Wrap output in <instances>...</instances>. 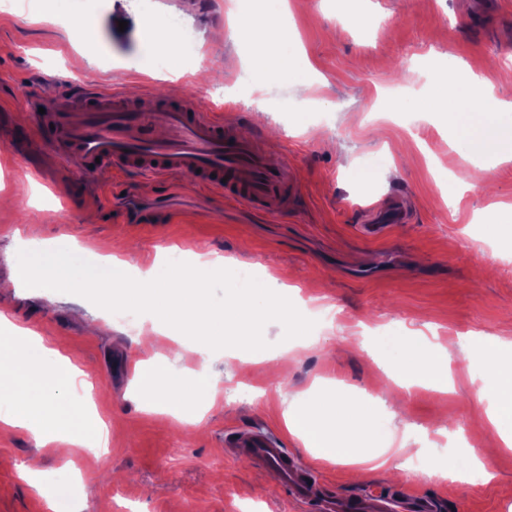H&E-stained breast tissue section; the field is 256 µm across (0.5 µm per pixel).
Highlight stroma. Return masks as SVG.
Masks as SVG:
<instances>
[{
  "mask_svg": "<svg viewBox=\"0 0 512 512\" xmlns=\"http://www.w3.org/2000/svg\"><path fill=\"white\" fill-rule=\"evenodd\" d=\"M307 52L312 86L262 82L264 110L242 92L253 53L247 43H216L209 34L227 28L236 0H151L153 15L179 19L196 36L199 59L180 66L166 45L139 31V0H47L44 21L30 23L25 8L0 10V193L18 202L0 209V312L30 328L93 383L98 416L110 429V451L96 456L75 448L82 474L73 494H85L82 512H304L272 474L231 450L234 437L255 429L277 434L290 453L307 461L320 499L351 498L378 487L395 499L427 491L437 512H512V448L502 449L492 477L461 483L431 477L447 462L450 433L474 452L493 446L497 434L472 409L485 358L471 351L476 336L512 342V256H503L487 227L497 203L512 204V161L499 164L493 193L469 190L471 163L448 145L444 118L429 107L433 84L419 63L449 55L479 72L498 98L512 101L499 78L512 56V0H289ZM68 13L88 25L86 39L103 62L87 65L69 46L57 17ZM126 28H119V21ZM217 73L202 84L193 69ZM74 88L137 84L155 93L191 97L214 111L240 113L242 136L276 133L274 156L288 160L296 196L287 212L267 215L222 191L173 175L101 169L90 180L46 148L32 124L34 107L54 101L61 82ZM40 187H27L25 173ZM401 207L407 221L385 237H366L360 208ZM53 242L66 236L88 259L132 244L130 263H181L187 252L222 255L234 274L260 280L272 273L296 287L306 315L266 326L270 368L251 370L225 349L211 364L216 402L201 426L148 412L138 396L133 365L136 337L149 330L145 314L113 322L106 336L88 335L82 316L108 319L97 296L77 289L11 287L13 233ZM314 344H299V332ZM426 337L450 354L455 389L418 388L401 414L398 387L381 378L395 363L384 335ZM324 385L368 404L388 424V440L409 439L423 448L422 466L405 462L395 480L384 467L313 459L292 435L284 409ZM38 458L43 476H21L16 466ZM63 461L36 447L23 429L0 427V512H48L42 495L62 477Z\"/></svg>",
  "mask_w": 512,
  "mask_h": 512,
  "instance_id": "stroma-1",
  "label": "stroma"
}]
</instances>
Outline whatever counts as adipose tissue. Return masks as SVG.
<instances>
[{
	"label": "adipose tissue",
	"mask_w": 512,
	"mask_h": 512,
	"mask_svg": "<svg viewBox=\"0 0 512 512\" xmlns=\"http://www.w3.org/2000/svg\"><path fill=\"white\" fill-rule=\"evenodd\" d=\"M239 35L260 38L265 44L284 49L283 58L263 57L260 73L266 79H285L307 83L305 71L295 54L286 50L291 43L292 22L289 12H277L275 19L244 26L233 24ZM482 79L472 69L450 68L436 81L437 101L456 126L452 143L465 161L482 159L474 175L472 189L488 183L498 163L512 159V104L485 101L475 107L476 90ZM14 280L30 283L40 277L48 288H80L96 294L105 307L145 309L151 332L176 341L190 340L199 355L212 346L223 344L224 334L241 325L271 319L287 321L292 312L287 288L271 289L267 281L238 291L235 301L224 308L204 314L201 297L208 287L209 274L226 275L223 261L197 256L195 264L176 265L166 276L154 268H132L122 254L98 258L86 265L82 251L67 239L50 245L16 240L12 252ZM8 319L0 315V423L27 430L37 447H54L63 441L82 446L108 447V430L95 416L75 410L73 421L62 431L49 430L56 409L66 407L77 386L78 370L57 348L45 343L35 332L7 329ZM390 345H403L406 364L421 365L415 384L444 391L452 383L448 355H436L425 344H406L401 337H389ZM135 380L141 388L142 402L154 406L157 384H165L166 411L182 417L195 402L213 400L217 386L207 368L200 366L193 377L171 371L165 355L145 349L136 362ZM496 400L486 403L476 395L473 408L484 417L505 446H512V355H499L496 373L489 378ZM291 434L305 447L314 449L316 458L363 465L376 461V448L384 439L375 419L348 399L322 395L316 410H294L286 415Z\"/></svg>",
	"instance_id": "ef3b65f1"
}]
</instances>
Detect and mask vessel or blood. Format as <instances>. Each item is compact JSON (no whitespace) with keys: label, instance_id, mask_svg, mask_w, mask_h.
I'll return each mask as SVG.
<instances>
[{"label":"vessel or blood","instance_id":"obj_1","mask_svg":"<svg viewBox=\"0 0 512 512\" xmlns=\"http://www.w3.org/2000/svg\"><path fill=\"white\" fill-rule=\"evenodd\" d=\"M239 121L236 114L162 96L145 112L119 91L98 89L46 104L35 119L41 138L84 176H93L96 162L159 177L188 175L257 211L278 214L295 194L292 171L287 161L266 154L259 137H242ZM236 444L257 466L271 469L296 501L308 504L309 468L288 455L278 435L245 432L237 435ZM321 510L392 512L393 505L369 490L351 501L324 503Z\"/></svg>","mask_w":512,"mask_h":512}]
</instances>
